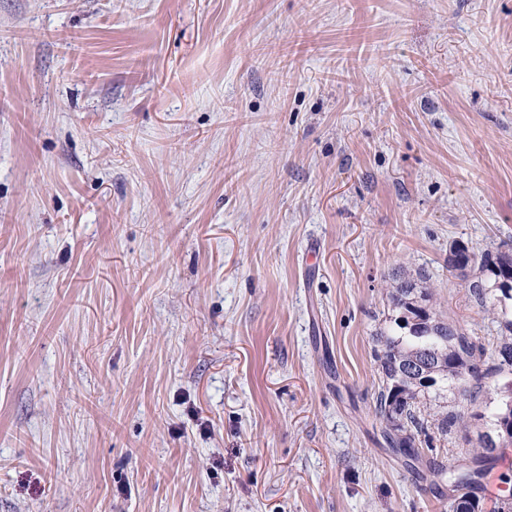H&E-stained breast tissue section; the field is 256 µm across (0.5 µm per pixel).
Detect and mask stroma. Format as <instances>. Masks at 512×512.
<instances>
[{
	"mask_svg": "<svg viewBox=\"0 0 512 512\" xmlns=\"http://www.w3.org/2000/svg\"><path fill=\"white\" fill-rule=\"evenodd\" d=\"M512 0H0V512H448L376 417L396 278L499 328Z\"/></svg>",
	"mask_w": 512,
	"mask_h": 512,
	"instance_id": "obj_1",
	"label": "stroma"
}]
</instances>
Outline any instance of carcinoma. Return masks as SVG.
I'll return each instance as SVG.
<instances>
[{
    "label": "carcinoma",
    "mask_w": 512,
    "mask_h": 512,
    "mask_svg": "<svg viewBox=\"0 0 512 512\" xmlns=\"http://www.w3.org/2000/svg\"><path fill=\"white\" fill-rule=\"evenodd\" d=\"M486 282L469 285L485 311L505 330L489 350L479 338L444 318L433 307V292L425 278H402L390 294L399 311L395 327L380 337L375 357L382 384L376 396V415L386 423L393 453L424 461L423 479L439 487L448 483V512H481L477 496L480 478L493 461L497 447L512 442V400L495 391L496 404L483 413L463 410L438 418L427 402L436 400L430 389L451 387L464 400L474 402L486 380L512 374V258L500 257L485 264ZM435 429L441 436L454 431L477 434V446L455 465L443 462L434 448Z\"/></svg>",
    "instance_id": "obj_1"
}]
</instances>
